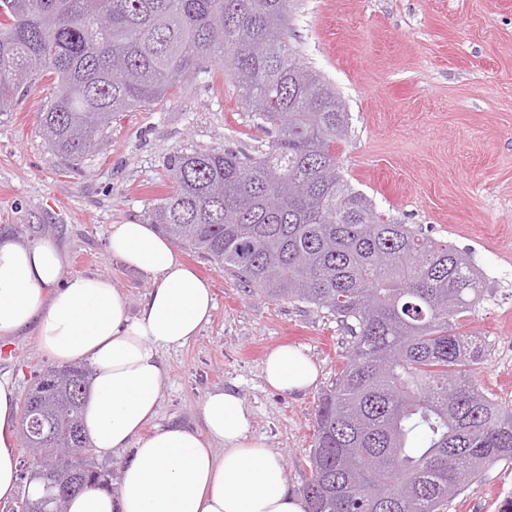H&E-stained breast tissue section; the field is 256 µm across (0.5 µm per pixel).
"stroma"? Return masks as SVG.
Masks as SVG:
<instances>
[{"instance_id":"stroma-1","label":"stroma","mask_w":512,"mask_h":512,"mask_svg":"<svg viewBox=\"0 0 512 512\" xmlns=\"http://www.w3.org/2000/svg\"><path fill=\"white\" fill-rule=\"evenodd\" d=\"M288 40L349 114L336 153L351 185L384 219L506 270L461 322L485 343L479 386L512 407V356L501 352L512 343V0H301ZM52 92L43 81L0 115V235L54 239L68 256L66 277L112 279L138 314L151 281L110 253L111 225L143 220L168 193L169 155L252 154L269 136L253 124L223 67L212 65L169 100L123 113L79 175L39 133L37 114ZM180 256L211 289L215 309L188 344L161 351L155 424L202 431L206 394L235 391L253 413V437L279 456L290 492L302 495L316 404L336 381L347 336L324 311L251 293L215 264L185 250ZM279 345L312 359L314 386L285 395L266 385L263 361ZM52 364L35 328L0 340V376L14 380L19 394ZM511 497L512 462L498 461L446 512H499Z\"/></svg>"}]
</instances>
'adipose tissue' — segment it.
Segmentation results:
<instances>
[{
	"instance_id": "adipose-tissue-1",
	"label": "adipose tissue",
	"mask_w": 512,
	"mask_h": 512,
	"mask_svg": "<svg viewBox=\"0 0 512 512\" xmlns=\"http://www.w3.org/2000/svg\"><path fill=\"white\" fill-rule=\"evenodd\" d=\"M109 250L151 280L138 315H130L109 278H65L67 257L55 241L0 237V337L32 325L55 362L89 365L82 421L92 448L104 457L133 450L118 494L84 490L70 499L68 512H307L306 500L288 489L281 459L253 437V414L236 392L205 396L203 432L170 425L145 433L159 406L161 349L197 336L214 298L152 225H113ZM263 375L270 388L288 394L312 387L318 370L300 349L280 346L266 356ZM17 411L16 388L0 377V501L17 492Z\"/></svg>"
}]
</instances>
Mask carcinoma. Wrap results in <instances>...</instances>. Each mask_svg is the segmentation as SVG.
<instances>
[{
    "mask_svg": "<svg viewBox=\"0 0 512 512\" xmlns=\"http://www.w3.org/2000/svg\"><path fill=\"white\" fill-rule=\"evenodd\" d=\"M298 0H0V113L45 77L48 150L85 170L121 112L167 100L224 64L252 121L255 154L168 157L171 190L146 223L256 294L307 304L349 336L316 404L309 512H441L485 465L512 461V410L473 379L484 346L459 330L483 278L469 256L392 224L344 177L349 115L288 43ZM87 365L52 367L28 391L42 432L18 437L37 468L107 488L81 425Z\"/></svg>",
    "mask_w": 512,
    "mask_h": 512,
    "instance_id": "1",
    "label": "carcinoma"
}]
</instances>
